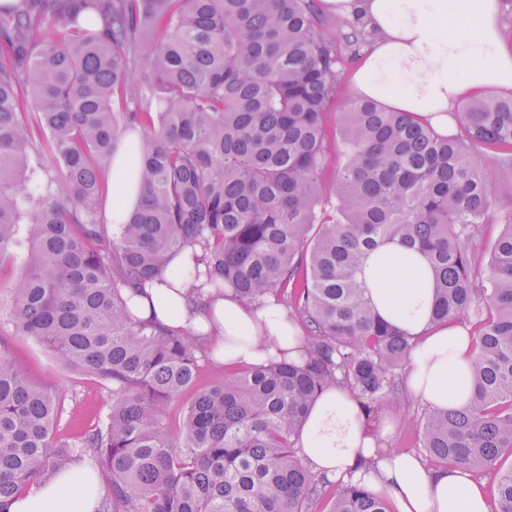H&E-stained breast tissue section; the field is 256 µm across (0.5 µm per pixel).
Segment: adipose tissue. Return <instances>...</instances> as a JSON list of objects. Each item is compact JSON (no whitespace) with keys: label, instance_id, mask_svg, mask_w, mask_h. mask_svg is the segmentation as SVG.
I'll return each mask as SVG.
<instances>
[{"label":"adipose tissue","instance_id":"1","mask_svg":"<svg viewBox=\"0 0 512 512\" xmlns=\"http://www.w3.org/2000/svg\"><path fill=\"white\" fill-rule=\"evenodd\" d=\"M329 12L359 20L369 40L351 82L357 96L406 112L439 135L455 132L453 113L466 95L512 91V53L503 45L500 0H324ZM128 150L112 159V226L125 223L137 201L126 179ZM368 296L377 313L407 333L413 348L406 386L430 407L466 404L471 397L475 340L460 324L430 322L433 290L425 261L391 246L373 252L365 267ZM198 307L172 272L127 293L140 319L199 337H211L218 364L253 366L296 357L303 338L287 309L274 299L252 306L233 292H204ZM219 336H211V329ZM318 477L360 483L388 499L396 512H490L484 485L452 468H426L421 458L379 452L366 411L342 386L312 407L297 445ZM98 478L89 462L15 500L10 512H97Z\"/></svg>","mask_w":512,"mask_h":512}]
</instances>
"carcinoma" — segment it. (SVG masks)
<instances>
[{"label":"carcinoma","instance_id":"cac0c4a2","mask_svg":"<svg viewBox=\"0 0 512 512\" xmlns=\"http://www.w3.org/2000/svg\"><path fill=\"white\" fill-rule=\"evenodd\" d=\"M365 43L317 0H0V263L28 244L12 322L112 386L101 424L59 438L64 402L0 347V512L86 455L105 512H309L322 496L326 512H389L360 484L316 478L296 444L331 385L377 405L400 394L412 344L363 278L392 244L425 260L432 321L466 316L477 333L470 402L427 409L420 452L473 473L512 453V211L484 277L474 249L495 200L512 198V93L463 101L448 137L351 101L346 163L326 188L327 107ZM134 130L140 200L114 236L102 196ZM33 150L55 179L28 170ZM188 245L174 274L193 302L203 284L273 296L305 336L297 358L197 391L176 439L168 405L195 385L205 342L134 318L125 292ZM489 498L512 512V467Z\"/></svg>","mask_w":512,"mask_h":512}]
</instances>
